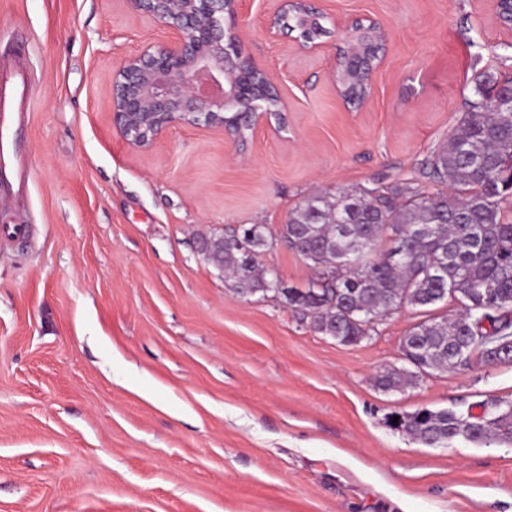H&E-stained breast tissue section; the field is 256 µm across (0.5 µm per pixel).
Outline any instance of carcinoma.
I'll list each match as a JSON object with an SVG mask.
<instances>
[{"instance_id":"cac0c4a2","label":"carcinoma","mask_w":512,"mask_h":512,"mask_svg":"<svg viewBox=\"0 0 512 512\" xmlns=\"http://www.w3.org/2000/svg\"><path fill=\"white\" fill-rule=\"evenodd\" d=\"M291 23L310 39L324 32L320 21L306 22L297 11ZM337 82L348 99L364 93L346 61ZM511 82L506 73L476 76L463 116L421 171L437 189L328 188L304 198L278 231L313 271L305 287L288 289V307L340 344L361 343L407 308L461 305L404 333L400 349L409 367L382 372L376 385L383 391L474 360L512 363V107L486 111L498 84ZM273 244L262 224L227 228L212 242L210 265L224 268L240 292L275 288L281 275L261 263ZM481 407V416L420 408L399 415L394 427L427 446L512 443V402L492 399Z\"/></svg>"}]
</instances>
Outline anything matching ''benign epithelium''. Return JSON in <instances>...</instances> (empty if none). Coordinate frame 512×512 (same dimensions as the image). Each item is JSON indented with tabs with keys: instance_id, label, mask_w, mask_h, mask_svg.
Here are the masks:
<instances>
[{
	"instance_id": "benign-epithelium-1",
	"label": "benign epithelium",
	"mask_w": 512,
	"mask_h": 512,
	"mask_svg": "<svg viewBox=\"0 0 512 512\" xmlns=\"http://www.w3.org/2000/svg\"><path fill=\"white\" fill-rule=\"evenodd\" d=\"M134 12L161 23L171 35L157 48L124 58L113 71L112 120L126 142L137 149L155 146L178 125H205L224 130L232 103L256 99L253 77H264L270 95L278 96L271 74L239 45L238 18L243 0H128ZM298 5L318 15L309 0H279L268 16L265 32L277 36L280 21ZM254 132L273 116L261 104L240 112Z\"/></svg>"
}]
</instances>
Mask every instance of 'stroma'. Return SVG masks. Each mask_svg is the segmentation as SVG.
Wrapping results in <instances>:
<instances>
[{"label": "stroma", "instance_id": "stroma-1", "mask_svg": "<svg viewBox=\"0 0 512 512\" xmlns=\"http://www.w3.org/2000/svg\"><path fill=\"white\" fill-rule=\"evenodd\" d=\"M323 24L389 32L364 111L319 52L268 37L276 0H247L239 40L286 117L235 156L179 125L150 149L112 122V72L169 34L129 0H0V59L29 48L26 192L0 184V512H512V445H423L388 423L418 408L512 401V363L385 392L421 313L344 346L273 298H237L196 236L277 232L327 187L383 189L421 169L479 72H512L493 0H314Z\"/></svg>", "mask_w": 512, "mask_h": 512}]
</instances>
